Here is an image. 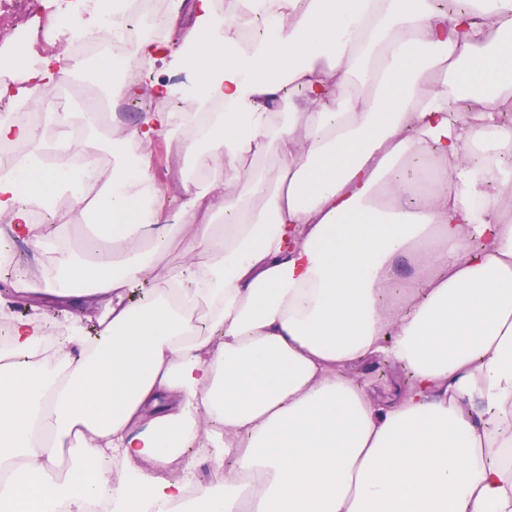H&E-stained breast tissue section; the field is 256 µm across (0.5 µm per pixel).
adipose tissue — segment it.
I'll return each mask as SVG.
<instances>
[{
  "mask_svg": "<svg viewBox=\"0 0 512 512\" xmlns=\"http://www.w3.org/2000/svg\"><path fill=\"white\" fill-rule=\"evenodd\" d=\"M128 0H77L44 30L106 46L15 56L0 82V142L29 155L0 165V217L14 238L50 249L33 209L74 204L93 249L60 253L56 275L17 294L101 306L94 337L79 318L10 323L0 351V512H512V0L457 10L439 0H166V24L190 12L182 48L123 51ZM265 35L241 45L238 26ZM184 82L153 80L158 61ZM182 100L138 125L95 206L87 135L50 112L46 140L13 113L62 80L95 81L102 103L134 94L115 69ZM471 97L475 112L450 116ZM192 145L211 176L175 212L146 149ZM268 149L269 179L245 156ZM483 164L469 163L473 153ZM53 163H43V156ZM85 158L75 170L70 158ZM205 255L157 275L173 231ZM149 282L140 302L133 285ZM380 358L406 387L379 399L349 368ZM205 448L224 490L163 471Z\"/></svg>",
  "mask_w": 512,
  "mask_h": 512,
  "instance_id": "obj_1",
  "label": "adipose tissue"
}]
</instances>
